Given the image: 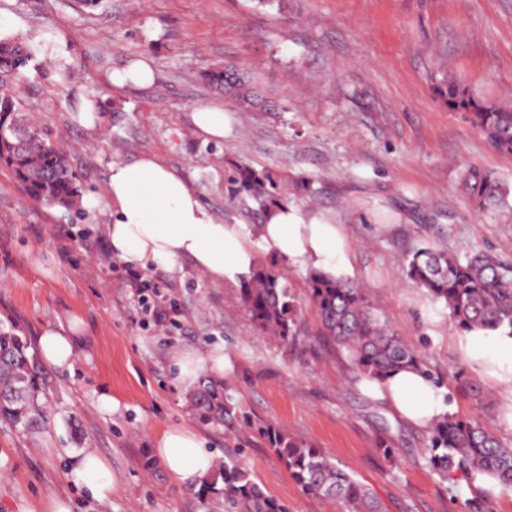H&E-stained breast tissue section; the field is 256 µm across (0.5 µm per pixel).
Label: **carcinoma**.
Returning a JSON list of instances; mask_svg holds the SVG:
<instances>
[{
    "instance_id": "carcinoma-1",
    "label": "carcinoma",
    "mask_w": 512,
    "mask_h": 512,
    "mask_svg": "<svg viewBox=\"0 0 512 512\" xmlns=\"http://www.w3.org/2000/svg\"><path fill=\"white\" fill-rule=\"evenodd\" d=\"M32 58L33 49L22 39L0 37V83L21 74ZM205 77L245 110L266 107L233 66L217 65ZM445 95L448 108L468 113L490 146L512 153L511 104L480 98L451 78ZM1 101L9 109L0 121V162L13 169L30 199L76 210L80 187L67 156L21 111L11 94L1 92ZM231 184L233 194L251 197L262 212L286 198L282 185L270 174L247 164L237 167ZM464 186L482 208L508 204L507 188L491 171L469 170ZM406 273L433 301L444 305L462 333L481 329L512 336V263L482 250L459 256L419 247L408 254ZM306 288L319 319L317 335L345 352L356 376L382 380L408 366L427 370L421 354L401 341L380 308L356 283L343 276L310 272ZM239 295L257 334L283 346L300 341L298 299L276 264L260 263L252 277L241 283ZM448 379L458 391L481 397L480 384L464 369L449 370ZM190 405L199 420L222 427L227 434L250 430L278 458L303 494L334 503L337 512H382L374 492L323 449L246 411L221 382L199 385L190 394ZM49 418L47 388L36 357L17 330L0 325V423L34 431L43 428ZM376 448L386 456L398 452V439L386 424ZM422 459L442 482L452 484L458 475L466 481L471 497L462 504V512H493L496 496L512 494V443L474 418L455 412L441 416L427 430ZM212 494L223 496L224 512H290L287 503L252 477L236 452H225L214 475L199 484L200 497Z\"/></svg>"
}]
</instances>
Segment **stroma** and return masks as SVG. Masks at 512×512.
Listing matches in <instances>:
<instances>
[{
  "label": "stroma",
  "mask_w": 512,
  "mask_h": 512,
  "mask_svg": "<svg viewBox=\"0 0 512 512\" xmlns=\"http://www.w3.org/2000/svg\"><path fill=\"white\" fill-rule=\"evenodd\" d=\"M0 30L35 50L7 90L62 152L91 208L72 212L28 198L0 163V321L29 343L77 321L73 367H44L52 417L30 435L0 424V512L67 500L71 512H224L221 497L200 498L163 467H143L156 435L199 428L216 453L244 443L243 461L291 512H336L303 494L264 445L200 425L188 394L210 375L208 355L223 350L222 380L247 408L313 442L367 485L383 512H460L466 485L446 491L419 457L422 431L405 425L399 454L375 448L385 408L353 379L350 364L319 337L305 274L286 266L300 301L301 341L281 346L257 335L237 285H212L189 260L178 273L147 271L133 285L102 232L103 194L115 162L157 155L198 189L228 224H250L251 200L228 181L245 162L281 178L301 211L337 224L349 245V279L378 305L402 342L445 373L464 368L482 400L453 395L452 411L478 418L512 440V405L462 349L461 332L441 304L406 276L405 258L429 246L464 254L476 247L512 262V207L479 208L463 187L470 167L512 186V153L492 148L438 89L454 78L479 97L512 99V0H104L90 12L78 0H0ZM148 61L153 84L112 87L107 75L131 59ZM235 66L274 112H245L204 74ZM101 110L80 122L89 98ZM224 107L220 141L192 122L202 104ZM163 313L155 320L149 305ZM199 360L180 380L177 354ZM114 407L104 410L102 396ZM95 450L118 479L93 497L69 478L78 456Z\"/></svg>",
  "instance_id": "1"
}]
</instances>
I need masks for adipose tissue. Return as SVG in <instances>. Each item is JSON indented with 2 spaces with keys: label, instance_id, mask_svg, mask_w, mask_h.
<instances>
[{
  "label": "adipose tissue",
  "instance_id": "adipose-tissue-1",
  "mask_svg": "<svg viewBox=\"0 0 512 512\" xmlns=\"http://www.w3.org/2000/svg\"><path fill=\"white\" fill-rule=\"evenodd\" d=\"M104 192L112 218L105 227L111 251L140 269L171 272L186 258L221 286L247 278L264 257L331 275L350 267L346 241L336 225L320 215H302L285 203L268 210L261 224L221 223L201 203L197 190L154 155L113 163ZM463 346L512 399V337L476 331L466 336ZM38 348L44 363L72 366L73 327L45 330ZM368 385L399 418L421 429L446 410L443 389L417 371L402 370L380 382L369 380ZM154 453L169 478L181 486L199 485L216 466L208 439L187 426L161 431ZM73 478L100 498L117 484L110 465L91 449L81 454Z\"/></svg>",
  "mask_w": 512,
  "mask_h": 512
}]
</instances>
